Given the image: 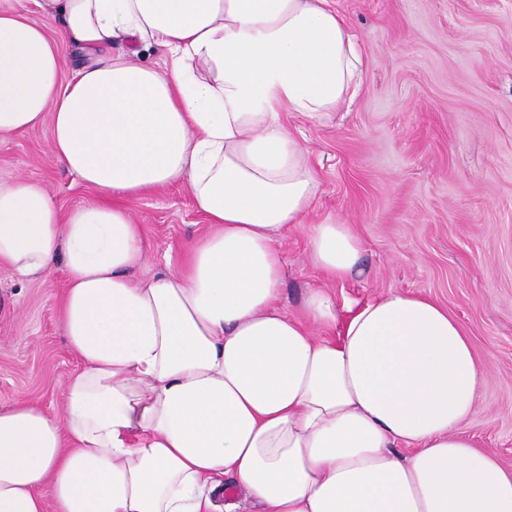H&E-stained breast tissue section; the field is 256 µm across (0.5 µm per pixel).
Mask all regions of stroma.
Wrapping results in <instances>:
<instances>
[{
	"label": "stroma",
	"mask_w": 512,
	"mask_h": 512,
	"mask_svg": "<svg viewBox=\"0 0 512 512\" xmlns=\"http://www.w3.org/2000/svg\"><path fill=\"white\" fill-rule=\"evenodd\" d=\"M364 63L348 111L289 116L320 186L307 217L356 226L362 272L333 285L340 316L402 289L458 319L486 377L464 425L512 469V0H337ZM24 176L57 205L96 198L51 152V125L0 137V182ZM153 251L144 275L176 269L208 222L180 183L128 198ZM281 305L297 312L322 285L303 229L282 243ZM62 268L28 283L0 267V405L25 397L57 410L79 367L55 305Z\"/></svg>",
	"instance_id": "1"
}]
</instances>
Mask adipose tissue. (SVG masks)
<instances>
[{"label": "adipose tissue", "instance_id": "ef3b65f1", "mask_svg": "<svg viewBox=\"0 0 512 512\" xmlns=\"http://www.w3.org/2000/svg\"><path fill=\"white\" fill-rule=\"evenodd\" d=\"M62 41L86 59L68 78ZM150 47L163 70L134 63ZM360 83L336 0H0V135L50 122L97 193L63 210L0 184V266L63 267L81 364L61 410L0 406V512H213L225 477L260 512H512V470L459 432L485 379L460 322L402 290L339 319L354 225H307L326 284L279 305L319 188L288 117L332 118ZM176 181L211 231L136 278L151 248L122 201Z\"/></svg>", "mask_w": 512, "mask_h": 512}]
</instances>
